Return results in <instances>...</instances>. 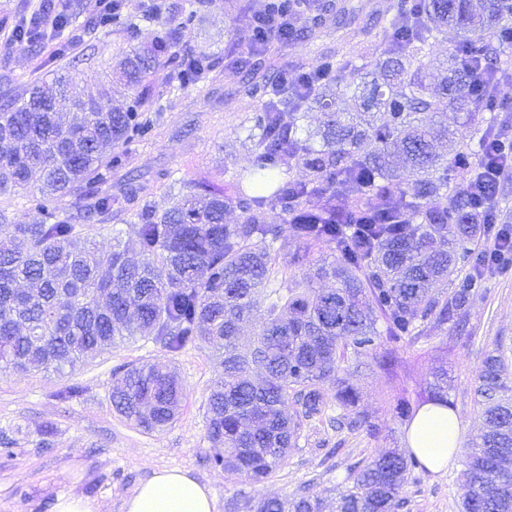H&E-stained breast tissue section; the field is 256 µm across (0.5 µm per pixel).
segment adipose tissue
Wrapping results in <instances>:
<instances>
[{
  "instance_id": "1",
  "label": "adipose tissue",
  "mask_w": 512,
  "mask_h": 512,
  "mask_svg": "<svg viewBox=\"0 0 512 512\" xmlns=\"http://www.w3.org/2000/svg\"><path fill=\"white\" fill-rule=\"evenodd\" d=\"M461 422L446 403L433 401L423 405L408 430L406 443L432 473L443 475L455 462L460 445ZM122 512H216L212 490L200 483L190 471L160 468L141 480L124 499Z\"/></svg>"
}]
</instances>
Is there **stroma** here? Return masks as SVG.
<instances>
[{
  "instance_id": "obj_1",
  "label": "stroma",
  "mask_w": 512,
  "mask_h": 512,
  "mask_svg": "<svg viewBox=\"0 0 512 512\" xmlns=\"http://www.w3.org/2000/svg\"><path fill=\"white\" fill-rule=\"evenodd\" d=\"M240 4L255 13L264 0H208L182 29V49L209 52L220 64L206 81L182 89L173 87L170 68H159L148 102L152 132L129 145L123 168L113 172L106 186L108 193L119 194L130 174L158 200L165 191L163 173L189 184L206 180L221 187L233 172L250 166L253 154L245 129L257 102L243 94L239 71L222 60ZM38 5L39 0H0V102L21 95L32 80L51 79L61 68L79 88L98 90L113 60L150 42L156 32L147 24L137 30L101 27L65 48L50 37L38 44L11 39L14 27ZM373 40L370 29H329L316 41L286 47L276 62L303 73L322 56L349 47L359 51ZM499 343L512 348V270L485 272L468 308L442 327L417 321L414 336L395 344L390 371L380 370L369 357L351 359L343 378L358 392L355 411L338 407L335 388L325 386L323 414L305 422L286 463L261 483L209 464L215 449L206 437L204 403L221 372L209 345L172 355L139 338L61 374H0V431L15 440L14 447L0 448V512H51L57 497L70 493L96 499L103 512H119L139 481L160 467L188 470L208 484L217 512H229L231 501L237 512H251L259 499L298 494L323 496L324 512H334L336 497L371 456L405 448L409 422L398 417L395 406L401 400L416 408L431 402L436 369L448 370L446 398L461 420V443L479 436L477 372ZM141 362L174 367L183 387L177 419L160 432L142 430L112 405L115 369ZM72 385L80 387V394L63 398ZM46 425L55 430L47 448L40 444ZM465 469L460 463L442 476L414 469L394 512H458Z\"/></svg>"
}]
</instances>
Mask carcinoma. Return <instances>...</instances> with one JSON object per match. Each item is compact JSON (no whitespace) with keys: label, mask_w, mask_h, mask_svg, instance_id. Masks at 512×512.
Returning <instances> with one entry per match:
<instances>
[{"label":"carcinoma","mask_w":512,"mask_h":512,"mask_svg":"<svg viewBox=\"0 0 512 512\" xmlns=\"http://www.w3.org/2000/svg\"><path fill=\"white\" fill-rule=\"evenodd\" d=\"M289 22L239 8L244 23L226 58L245 75L257 100L246 136L255 154L222 190L205 182H172L160 205L132 186L124 196L139 258L120 236L98 248L96 225L115 200L102 186L121 156L107 154L151 131L146 92L161 66L182 84L205 80L218 58L175 51L179 25L165 0L139 15L112 0L99 25L165 20L164 31L141 51L110 67L126 102L111 91L85 94L69 77L57 93L37 83L0 104V197H22L36 214L15 224L0 210V372H60L92 360L118 342L149 338L170 353L199 343L222 351L223 374L205 404L207 436L224 454L213 464L261 483L288 457L302 419L319 415L322 386L336 384V403L355 406L357 393L338 377L347 350L374 353L384 369L415 321L440 327L465 309L473 276L442 301L458 258L470 252L477 226L495 211L479 176L488 153L512 143L497 129L512 112V84L501 56L512 39V0H398L373 11L378 40L372 53L321 58L306 82L265 74L261 59L284 42H305L329 26L354 20L338 0H294ZM448 42L439 83L427 82V47ZM361 74L339 87L336 74ZM485 113L470 142L450 137L441 104ZM323 115L321 127L304 125ZM453 191L449 205L436 199ZM239 212L235 224L227 211ZM278 212L281 222L269 219ZM328 246L334 259L316 273L289 275L276 263L290 248ZM332 279L334 288L314 280ZM246 324L253 336H240ZM509 365L497 348L478 370L485 431L466 454L461 512H512V397ZM112 404L147 431L178 415L183 388L173 370L156 363L120 371ZM301 407L288 413V403ZM422 466L397 450L375 456L336 497V512H391L411 470ZM255 512H321V499L264 498Z\"/></svg>","instance_id":"cac0c4a2"}]
</instances>
